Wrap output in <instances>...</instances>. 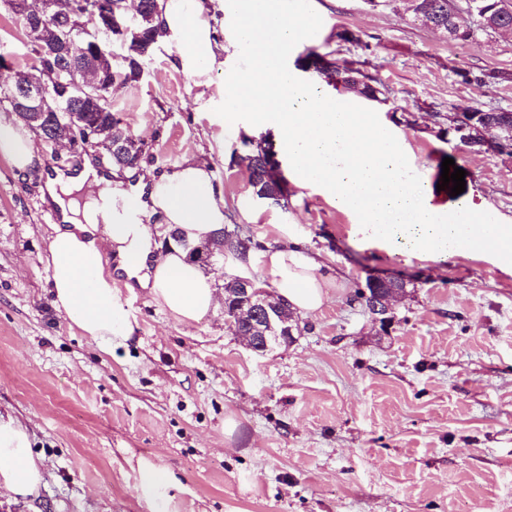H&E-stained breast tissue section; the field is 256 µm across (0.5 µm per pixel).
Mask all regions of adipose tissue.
I'll return each instance as SVG.
<instances>
[{
  "label": "adipose tissue",
  "instance_id": "ef3b65f1",
  "mask_svg": "<svg viewBox=\"0 0 512 512\" xmlns=\"http://www.w3.org/2000/svg\"><path fill=\"white\" fill-rule=\"evenodd\" d=\"M287 0H159V40L177 51L176 62L209 81L224 67L230 23L237 48L254 66L228 74L224 111L248 113L251 128L274 130L290 173L301 186L316 185L342 210L355 213L356 232L381 248L444 260L472 251L477 238H494L512 257V224H492L468 190L439 203L431 183L420 182L398 133L361 111L349 96L316 88L283 64L308 28L289 13ZM0 157L21 173L43 161L25 124L0 116ZM42 200L60 215L46 258L54 308L90 343L104 350L127 345L135 327L117 296L118 277L136 281L177 321H200L220 303L215 273L187 257L186 245L207 243L223 228V189L209 161L189 158L159 174L125 170L112 178L92 162L45 174ZM159 219L184 244L161 249L150 227ZM262 264L278 295L303 316L321 311L330 281L320 263L297 246L267 249ZM44 463L31 452L27 428L0 413V498H36Z\"/></svg>",
  "mask_w": 512,
  "mask_h": 512
}]
</instances>
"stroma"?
Masks as SVG:
<instances>
[{
    "instance_id": "35a3bbf8",
    "label": "stroma",
    "mask_w": 512,
    "mask_h": 512,
    "mask_svg": "<svg viewBox=\"0 0 512 512\" xmlns=\"http://www.w3.org/2000/svg\"><path fill=\"white\" fill-rule=\"evenodd\" d=\"M312 6L327 22L316 50L383 85L386 103L356 104L400 134L419 179L436 180L452 158L491 223L512 224V155L441 133L461 113L512 109V33L462 45L415 21L405 0ZM343 31L355 43L340 42ZM225 43L208 84L158 43L140 80L114 88L113 112L145 143L138 168L212 159L226 226L250 237L252 257L295 241L342 287L300 318L295 342L258 355L223 310L184 325L120 279L136 331L103 352L52 305L38 173L0 158V409L28 426L44 460L39 499L0 512H512V268L359 242L354 217L316 186L289 183L284 208L258 198L246 157L259 137L216 109L226 73L253 60ZM0 54L12 62L0 85L33 69L2 8ZM479 72L485 81H473ZM371 277L406 285L383 323L355 298ZM149 468L173 478L163 497L142 492Z\"/></svg>"
}]
</instances>
